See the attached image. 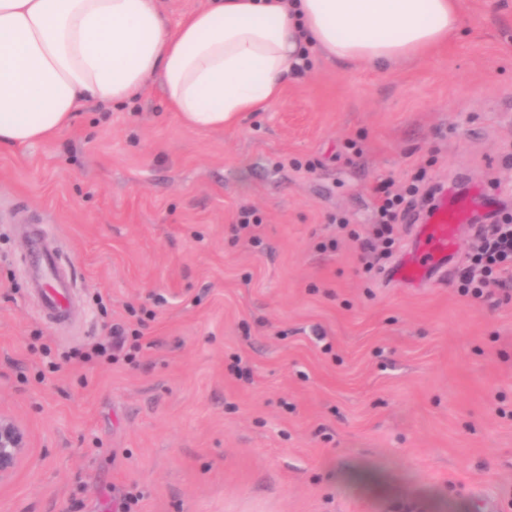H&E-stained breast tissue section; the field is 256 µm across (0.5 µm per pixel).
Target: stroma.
<instances>
[{
  "label": "stroma",
  "instance_id": "1",
  "mask_svg": "<svg viewBox=\"0 0 512 512\" xmlns=\"http://www.w3.org/2000/svg\"><path fill=\"white\" fill-rule=\"evenodd\" d=\"M461 3L432 57L312 53L230 129L154 81L0 149V411L29 440L0 512H512V285L459 293L470 226L421 288L361 248L388 179L512 203V0ZM42 229L77 278L65 326L16 263ZM116 324L135 361L85 360Z\"/></svg>",
  "mask_w": 512,
  "mask_h": 512
}]
</instances>
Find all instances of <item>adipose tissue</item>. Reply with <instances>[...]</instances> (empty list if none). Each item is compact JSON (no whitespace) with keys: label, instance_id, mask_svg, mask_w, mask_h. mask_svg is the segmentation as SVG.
<instances>
[{"label":"adipose tissue","instance_id":"1","mask_svg":"<svg viewBox=\"0 0 512 512\" xmlns=\"http://www.w3.org/2000/svg\"><path fill=\"white\" fill-rule=\"evenodd\" d=\"M462 26L459 0H211L174 26L159 0H0V148L154 80L186 126L232 128L280 102L309 50L385 66L426 59Z\"/></svg>","mask_w":512,"mask_h":512}]
</instances>
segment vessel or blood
Listing matches in <instances>:
<instances>
[{
    "label": "vessel or blood",
    "instance_id": "b4317fda",
    "mask_svg": "<svg viewBox=\"0 0 512 512\" xmlns=\"http://www.w3.org/2000/svg\"><path fill=\"white\" fill-rule=\"evenodd\" d=\"M479 206V201L470 196L453 204L447 194L436 196L425 223L416 228L411 250L391 270L392 281L422 286L447 274L448 263L460 247V228L471 222ZM22 263L29 272L28 286L36 295L38 315L67 322L76 279L62 252L33 244Z\"/></svg>",
    "mask_w": 512,
    "mask_h": 512
}]
</instances>
